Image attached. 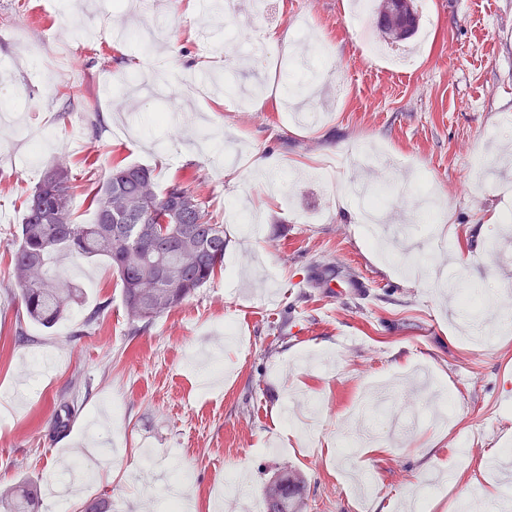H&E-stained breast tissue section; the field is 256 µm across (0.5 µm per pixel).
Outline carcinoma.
<instances>
[{"mask_svg": "<svg viewBox=\"0 0 512 512\" xmlns=\"http://www.w3.org/2000/svg\"><path fill=\"white\" fill-rule=\"evenodd\" d=\"M381 33L392 42L417 27L414 0H381ZM71 169L48 167L24 201L12 249V274L21 309L31 322L54 327L70 312L78 289L50 278L54 254L107 259L121 281L127 316L139 331L182 304L224 266V226L212 221L206 200L189 183L175 181L160 192L153 172L116 166L92 196L95 218L76 222ZM303 480L285 471L263 490L266 512H302ZM38 492L6 488L0 512H38Z\"/></svg>", "mask_w": 512, "mask_h": 512, "instance_id": "cac0c4a2", "label": "carcinoma"}]
</instances>
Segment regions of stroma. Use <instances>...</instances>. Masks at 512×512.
Listing matches in <instances>:
<instances>
[{
    "instance_id": "35a3bbf8",
    "label": "stroma",
    "mask_w": 512,
    "mask_h": 512,
    "mask_svg": "<svg viewBox=\"0 0 512 512\" xmlns=\"http://www.w3.org/2000/svg\"><path fill=\"white\" fill-rule=\"evenodd\" d=\"M193 2L108 0L81 24L66 0H0V486L37 485L40 512H161L185 470L188 512H241L288 468L304 512L512 499V0H415L402 65L379 0ZM59 161L81 224L115 166L200 184L223 269L136 333L110 263L61 256L77 304L20 320L9 249ZM361 183L389 193L374 233ZM424 187L441 201L419 223ZM374 386L392 397L376 449L345 461Z\"/></svg>"
}]
</instances>
